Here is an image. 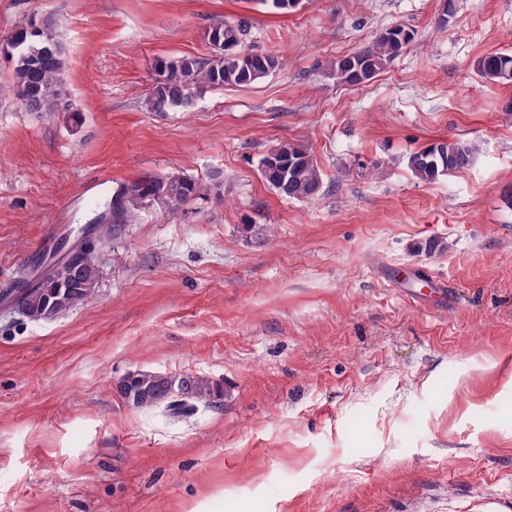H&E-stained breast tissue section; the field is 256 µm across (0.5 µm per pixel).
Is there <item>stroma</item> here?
Here are the masks:
<instances>
[{
  "mask_svg": "<svg viewBox=\"0 0 512 512\" xmlns=\"http://www.w3.org/2000/svg\"><path fill=\"white\" fill-rule=\"evenodd\" d=\"M0 0V45L55 17L78 117L0 94V293L64 248L90 250L96 302L32 322L0 301V512H512V0ZM245 18L280 65L149 112L157 59L209 57ZM404 25L370 82L336 58ZM466 144V169L409 155ZM308 145L315 199L278 195L261 159ZM220 182L145 205L100 237L145 174ZM271 224L261 240L250 225ZM439 238L445 251L418 252ZM446 299L410 298L430 280ZM192 373L223 396L174 421L122 399L128 374ZM344 490H337V477ZM476 71L489 81H507L512 79V52L490 53L477 60ZM471 161L469 149L458 142H439L412 153L408 167L420 180H432L466 168Z\"/></svg>",
  "mask_w": 512,
  "mask_h": 512,
  "instance_id": "1",
  "label": "stroma"
}]
</instances>
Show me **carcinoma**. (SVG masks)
Wrapping results in <instances>:
<instances>
[{"label": "carcinoma", "instance_id": "1", "mask_svg": "<svg viewBox=\"0 0 512 512\" xmlns=\"http://www.w3.org/2000/svg\"><path fill=\"white\" fill-rule=\"evenodd\" d=\"M4 53L14 59L13 91L30 112H70L72 103L65 86L67 58L56 22L30 16L18 25ZM248 20L214 26L208 33L213 46L209 58L177 56L159 61L158 79L145 99L148 111L186 108L204 87L251 84L267 77L278 66L269 55L242 48ZM412 33L397 25L380 34L355 53L334 62L336 79L355 85L372 80L384 66L398 57L410 42ZM478 74L489 81L512 79V52L500 51L476 62ZM469 149L458 142H439L412 153L408 167L421 180H432L466 168ZM260 176L279 195L304 201L314 198L322 187L320 168L311 149L301 143L282 144L260 162ZM211 184L181 175H145L120 187L112 195V223L120 224L148 203H161L173 209L207 195ZM58 263L34 268L22 278V287L5 294L23 316L34 322L46 320V307L56 305L55 318L93 301L97 296V273L90 269L55 277ZM121 395L134 405L153 409L163 407L167 416L183 419L194 415L198 405L207 406L222 396L220 388L207 378L185 373L161 376L141 371L120 382Z\"/></svg>", "mask_w": 512, "mask_h": 512}]
</instances>
